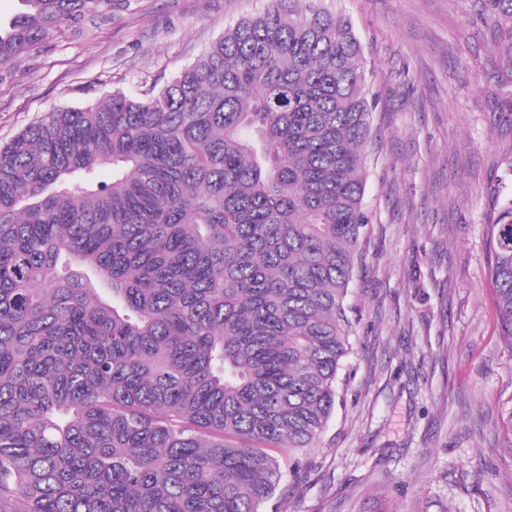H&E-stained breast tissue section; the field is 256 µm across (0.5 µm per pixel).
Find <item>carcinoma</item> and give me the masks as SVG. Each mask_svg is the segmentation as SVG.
I'll return each instance as SVG.
<instances>
[{
  "label": "carcinoma",
  "mask_w": 512,
  "mask_h": 512,
  "mask_svg": "<svg viewBox=\"0 0 512 512\" xmlns=\"http://www.w3.org/2000/svg\"><path fill=\"white\" fill-rule=\"evenodd\" d=\"M18 3L0 83L112 12ZM482 19L512 57V0ZM370 115L349 19L266 0L157 92L0 145V512H266L297 484L349 353ZM487 228L512 339L511 199Z\"/></svg>",
  "instance_id": "obj_1"
}]
</instances>
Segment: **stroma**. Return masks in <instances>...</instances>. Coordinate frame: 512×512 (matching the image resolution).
Masks as SVG:
<instances>
[{"mask_svg":"<svg viewBox=\"0 0 512 512\" xmlns=\"http://www.w3.org/2000/svg\"><path fill=\"white\" fill-rule=\"evenodd\" d=\"M265 0H112L0 85V144L45 113L139 96ZM367 65L371 216L345 304L335 411L278 512H512V345L488 277L512 197V59L477 0H335Z\"/></svg>","mask_w":512,"mask_h":512,"instance_id":"35a3bbf8","label":"stroma"}]
</instances>
